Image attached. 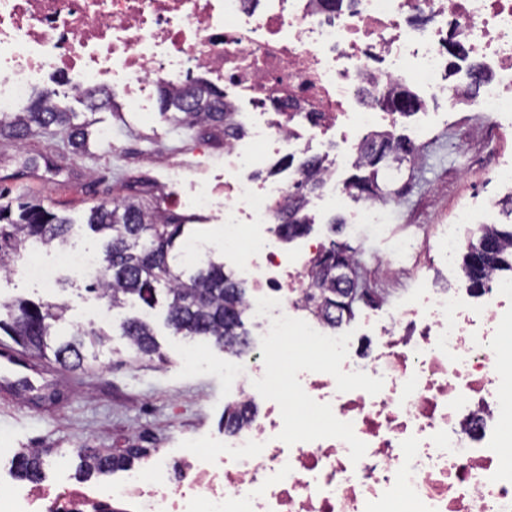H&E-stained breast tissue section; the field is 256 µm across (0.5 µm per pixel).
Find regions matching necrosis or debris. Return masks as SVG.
I'll return each mask as SVG.
<instances>
[{
	"label": "necrosis or debris",
	"mask_w": 512,
	"mask_h": 512,
	"mask_svg": "<svg viewBox=\"0 0 512 512\" xmlns=\"http://www.w3.org/2000/svg\"><path fill=\"white\" fill-rule=\"evenodd\" d=\"M199 79L223 85L225 110L247 104L260 118L248 143L225 140L223 187L192 194L195 211L223 209L224 252L251 284L265 356L224 374L256 411L220 447L190 436L103 483L55 471L19 484L1 469L0 512H512V466L500 461L512 446V276L479 293L425 284L354 340L303 306L320 244L291 258L265 231L315 147L332 144L323 180L341 195L362 133L397 121L363 89L411 88L420 140L438 96L473 112L478 131L511 113L512 0H0V112L61 84L117 88L125 111L148 113L161 87ZM275 157L291 159L286 179L263 176ZM497 207L461 202L437 252L404 242L377 260L376 278L401 277L405 258L455 265ZM65 269L96 279L101 261L64 249L48 263L32 250L19 265L48 289Z\"/></svg>",
	"instance_id": "necrosis-or-debris-1"
}]
</instances>
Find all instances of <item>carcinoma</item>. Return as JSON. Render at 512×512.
Returning a JSON list of instances; mask_svg holds the SVG:
<instances>
[{"label": "carcinoma", "instance_id": "cac0c4a2", "mask_svg": "<svg viewBox=\"0 0 512 512\" xmlns=\"http://www.w3.org/2000/svg\"><path fill=\"white\" fill-rule=\"evenodd\" d=\"M199 100L188 104L182 97L161 92V115L173 125L194 127L209 124L224 127V136L236 137L241 129L233 124L231 113L214 107L224 99V91L206 80L197 81ZM374 100L387 109L404 111L413 107L407 92L391 98L385 94ZM76 115L53 106L49 96L38 93L24 112H0V137L19 139L32 128L52 126L68 130L69 144L80 153L88 146L86 125L75 122ZM415 152L408 141L391 133L376 134L365 140L355 162L362 174L349 180V195L356 199L392 198L390 185L402 173L404 161ZM321 160L306 165L304 180L295 186L285 211L287 221L277 225L276 235L284 242L303 237L312 224L305 204L307 196L322 187L318 178ZM88 227L103 237V277L96 283L99 297L114 308H122L130 298L144 305H154L158 291L167 293V323L173 333L182 336H204L236 354L247 352L250 341L245 328L246 288L224 271V263L208 261L188 279L168 261L172 250L184 234V218L142 200L126 199L109 208L94 206L89 210ZM72 222L30 199L26 195L5 200L0 193V270H10L13 259L29 247L63 249L69 244ZM496 244L495 251H484L487 241ZM354 265L349 248L336 241L322 249L316 258L312 277L313 288L305 302L312 312L329 327H338L344 318L354 314L353 303L344 298L351 291L345 271ZM463 269L469 274L472 287H485V278L493 271L512 273V223L486 229L477 241L469 243L463 255ZM63 304L29 300H0V331L17 345L41 357L51 355L66 370H80L88 359L87 349L105 345L109 334L101 329H88L70 338L54 336L52 323L62 319ZM122 335L140 356L158 353L150 323L142 318L127 319ZM249 407L230 404L224 408V430L233 433L248 418ZM39 448H24L15 458L17 474L28 481H38L44 474V455ZM140 448H130L116 457L98 449H85L79 455L81 471L88 475L108 476L125 469L139 459Z\"/></svg>", "mask_w": 512, "mask_h": 512}]
</instances>
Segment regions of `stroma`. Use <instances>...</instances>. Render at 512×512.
I'll return each instance as SVG.
<instances>
[{
    "label": "stroma",
    "instance_id": "stroma-1",
    "mask_svg": "<svg viewBox=\"0 0 512 512\" xmlns=\"http://www.w3.org/2000/svg\"><path fill=\"white\" fill-rule=\"evenodd\" d=\"M58 96L86 124L88 151L74 152L66 131L57 127L34 130L20 141L0 138V190L35 197L44 207L71 217L75 222L73 245L95 251L101 248L100 238L84 223L90 207L125 197L154 203L165 195L171 212L186 218L188 232L208 240L215 257H223L219 225L187 205L183 186L171 184L165 165L173 157L184 161L189 178L221 182L223 127L203 125L187 130L157 112L146 121L137 112L90 111L83 98L63 90ZM429 109L434 119L427 140L418 146L421 161L405 167L402 193L391 202L389 223L377 227L354 223L361 202L350 198L339 205L324 201L308 236L288 243L289 253L300 252L309 241L325 246L333 241L347 244L359 261L361 284L373 287L371 271L376 259L391 255L407 237L434 242L435 228L448 222L461 196L476 190L497 162L512 160V126L489 131L484 140L476 142L467 113L448 111L442 99L431 102ZM104 129L111 130L110 141L101 140ZM335 217L344 221L337 234L330 226ZM93 285V279L73 275L66 289L46 290L17 274L0 271V299L66 304L59 327L69 333L93 325L92 312L100 302ZM138 311L137 303L131 302L123 311L114 312L105 325L109 342L84 370L70 373L53 367L45 377L56 391L53 398L0 385V448L48 449L49 461L65 465L72 475L79 448L112 454L144 448L155 454L179 447L189 435L207 446L221 444L224 409L233 397L224 368L235 362V355L197 337L193 343L202 354V369L196 374L184 372L179 356L186 339L172 335L166 325V302L161 299L149 312L159 352L139 356L121 328Z\"/></svg>",
    "mask_w": 512,
    "mask_h": 512
}]
</instances>
